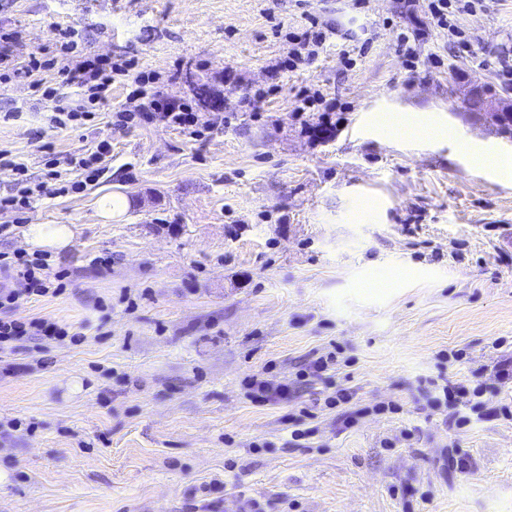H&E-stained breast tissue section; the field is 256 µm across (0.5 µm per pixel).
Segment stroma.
<instances>
[{"label": "stroma", "instance_id": "obj_1", "mask_svg": "<svg viewBox=\"0 0 512 512\" xmlns=\"http://www.w3.org/2000/svg\"><path fill=\"white\" fill-rule=\"evenodd\" d=\"M404 0H0L17 66L78 34L69 63L121 55L198 112L193 138L162 123L60 129L29 108L30 79H0V150L44 180L106 138L99 183L43 196L29 224H74L51 254L66 289L18 311L77 332L0 347V512H512V418L467 424L427 404L431 378L512 407V179L472 151L512 156V134L467 108L473 87L512 100V0L447 32L413 28ZM338 28L310 65L289 34ZM336 100L297 111L300 86ZM408 113L431 136L383 122ZM333 123L317 137L313 128ZM127 199L108 218L109 195ZM106 255L105 266L93 265ZM332 351L338 365L308 376ZM287 381L252 400L251 377ZM344 390L349 403L325 407ZM395 412L376 413L384 403ZM313 434L293 441L302 410Z\"/></svg>", "mask_w": 512, "mask_h": 512}]
</instances>
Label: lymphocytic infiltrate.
<instances>
[{"mask_svg":"<svg viewBox=\"0 0 512 512\" xmlns=\"http://www.w3.org/2000/svg\"><path fill=\"white\" fill-rule=\"evenodd\" d=\"M484 0H407L410 13H422L431 23L446 30L450 40L469 44L470 38L461 29L456 19L458 15L470 14L482 7ZM50 60L41 56H31L28 63L15 67L7 54L0 52V68L15 70L17 75L33 78V86L41 94L42 101L53 102L51 123L58 128L83 126L95 119L94 108L107 101L112 93V86L118 81H127L132 85L129 99L135 100L138 107L133 111L117 113L118 124L139 121L150 124L156 121L194 133L200 123L198 113L192 112L186 105L168 101L159 92L153 91L152 75L133 73L130 61L110 57H89L80 64L63 66L61 73L66 85L77 88L79 99L75 105H58L56 88L35 80V72L49 68ZM112 154L109 141H100L91 149H80L70 153L66 164L75 172L72 180L63 179L59 171H50V179L56 180L55 189H48L45 183L25 184L16 194L0 197V210L22 211L31 204L36 195L54 191L63 196L78 193L100 178L104 171L103 163ZM6 274V281H0V343L16 340L22 336H43L52 340L67 336L68 331L58 323L31 318L25 321L14 318L13 313L20 307L39 298L59 295L63 289L62 272L53 270L46 256H31L22 252H0V274Z\"/></svg>","mask_w":512,"mask_h":512,"instance_id":"f902f5d3","label":"lymphocytic infiltrate"}]
</instances>
